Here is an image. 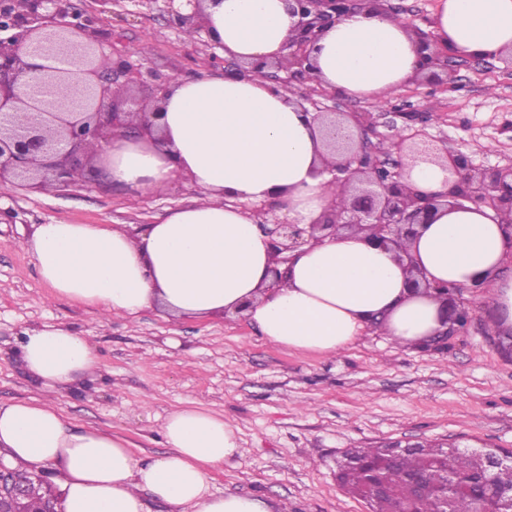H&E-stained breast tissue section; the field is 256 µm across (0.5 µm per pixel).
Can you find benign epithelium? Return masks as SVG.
I'll list each match as a JSON object with an SVG mask.
<instances>
[{
    "label": "benign epithelium",
    "instance_id": "obj_1",
    "mask_svg": "<svg viewBox=\"0 0 512 512\" xmlns=\"http://www.w3.org/2000/svg\"><path fill=\"white\" fill-rule=\"evenodd\" d=\"M168 14L188 35L204 28L202 0H167ZM297 17L295 34L285 53L264 62L271 83L290 85L311 75L312 52L324 29L362 5L382 10L383 0H286ZM97 17L73 0H0V183L12 177L34 191L68 187L81 181L100 185L110 176L105 163L82 158L103 157L124 139L161 141L154 124L168 85L149 97H131V110L118 111L116 99L132 84L144 83L141 72L124 59L100 51ZM419 54L436 60L455 54L427 34L412 28ZM288 70L283 81L275 70ZM312 120L326 148L337 159L323 172L342 187L343 203L331 205L310 224H264L271 247L290 260V253L309 240H322L353 224H369L382 244L408 258V283L436 291L445 302V329L428 340L439 347L465 329L471 308L456 301L459 287L427 280L409 260L405 241L417 234L439 207L466 203L512 214V165L477 169L462 153L452 154L439 140L421 133L400 136L394 126L379 131L374 112H338L312 104ZM377 142H372V139ZM431 163L451 172L444 190L425 192L406 182L407 161ZM427 478L412 481L410 506L431 489ZM31 487L11 479L0 461V512H25Z\"/></svg>",
    "mask_w": 512,
    "mask_h": 512
}]
</instances>
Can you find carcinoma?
Instances as JSON below:
<instances>
[{
    "instance_id": "cac0c4a2",
    "label": "carcinoma",
    "mask_w": 512,
    "mask_h": 512,
    "mask_svg": "<svg viewBox=\"0 0 512 512\" xmlns=\"http://www.w3.org/2000/svg\"><path fill=\"white\" fill-rule=\"evenodd\" d=\"M386 449L381 446L354 448L343 455L338 475L340 486L364 499L368 483L363 468L351 462L354 457L381 460ZM448 467V498L451 512H512V465L491 468L480 452L459 448H439L433 444L401 455L385 470L391 485L390 500L371 505L376 512H394L408 494L409 480L425 472Z\"/></svg>"
}]
</instances>
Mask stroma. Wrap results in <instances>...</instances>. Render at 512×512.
<instances>
[{"label": "stroma", "mask_w": 512, "mask_h": 512, "mask_svg": "<svg viewBox=\"0 0 512 512\" xmlns=\"http://www.w3.org/2000/svg\"><path fill=\"white\" fill-rule=\"evenodd\" d=\"M100 27L107 55L158 79L223 71L206 33L171 24L164 0H113ZM402 95L419 118L389 113L384 122L425 130L479 168L512 164V62L452 65L447 82L423 78ZM197 195L183 178L143 191L81 182L43 192L0 188L1 405L39 395L19 344L25 330L53 324L90 336L99 356L95 374L58 397L74 429L120 433L148 459L167 451L161 426L169 413L223 415L242 453L213 472L219 495H255L288 512H366L336 481L335 460L346 449L406 438L512 448V338L494 327L482 289L464 290L475 315L445 348H397L369 330L323 358L267 343L243 315L174 321L149 309L104 322L93 308L53 296L26 248L41 224L134 233Z\"/></svg>", "instance_id": "35a3bbf8"}]
</instances>
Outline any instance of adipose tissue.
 Returning <instances> with one entry per match:
<instances>
[{"mask_svg": "<svg viewBox=\"0 0 512 512\" xmlns=\"http://www.w3.org/2000/svg\"><path fill=\"white\" fill-rule=\"evenodd\" d=\"M210 35L224 54L253 63L242 77L180 76L169 84L159 123L165 142H117L115 185L152 190L176 177L198 189L192 204L131 234L95 224H43L26 243L54 294L102 315L146 309L170 319L206 318L246 308L275 346L331 357L376 327L398 347L442 330L432 291L410 294L407 272L373 231H343L296 249L278 287L281 258L246 205L282 202L281 216L310 223L341 190L321 171L311 117L291 88L273 85L259 61L282 53L296 22L285 0H204ZM435 40L465 55L512 48V0H440ZM313 77L337 93L381 104L423 66L402 20L374 9L327 27L314 51ZM407 247L432 282L485 287L484 303L512 327V223L472 205L443 208ZM20 359L41 384L39 399L0 405V452L27 468L51 465L61 512H147L144 494L172 512H271L258 496L218 495L210 473L240 452L223 416L184 408L170 413L167 454L137 459L130 442L95 428L79 432L47 401L99 367L88 336L47 325L26 330Z\"/></svg>", "mask_w": 512, "mask_h": 512, "instance_id": "ef3b65f1", "label": "adipose tissue"}]
</instances>
